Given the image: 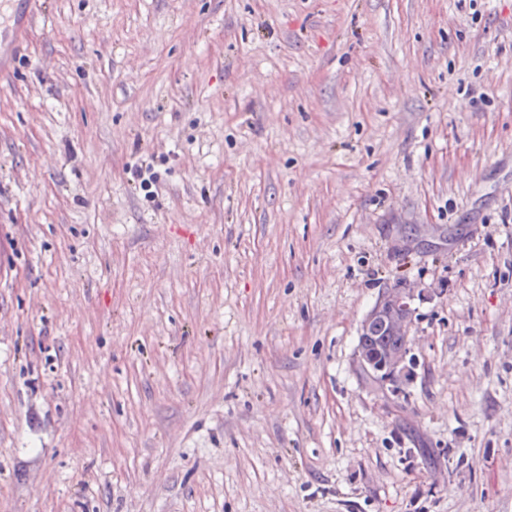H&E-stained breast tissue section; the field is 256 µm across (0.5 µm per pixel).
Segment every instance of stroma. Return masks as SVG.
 Here are the masks:
<instances>
[{"label": "stroma", "mask_w": 512, "mask_h": 512, "mask_svg": "<svg viewBox=\"0 0 512 512\" xmlns=\"http://www.w3.org/2000/svg\"><path fill=\"white\" fill-rule=\"evenodd\" d=\"M0 512H512V0H43L0 80ZM414 300V294L410 291L397 289L382 297L373 306L364 323V327L374 321L382 320L388 323H377L369 327L368 330L362 328L359 337L360 349L363 348L367 353H371L382 360L389 357L398 356L400 358L383 360L380 362H372L375 375L372 371L365 369L364 372L372 375L381 382H390L399 377L404 371V356L407 350V330L402 331L400 328L390 323L408 324L412 314L411 302Z\"/></svg>", "instance_id": "stroma-1"}]
</instances>
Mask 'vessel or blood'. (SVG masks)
<instances>
[{
	"instance_id": "1",
	"label": "vessel or blood",
	"mask_w": 512,
	"mask_h": 512,
	"mask_svg": "<svg viewBox=\"0 0 512 512\" xmlns=\"http://www.w3.org/2000/svg\"><path fill=\"white\" fill-rule=\"evenodd\" d=\"M41 0H0V78L12 75L14 62L28 42L34 18L41 11Z\"/></svg>"
}]
</instances>
